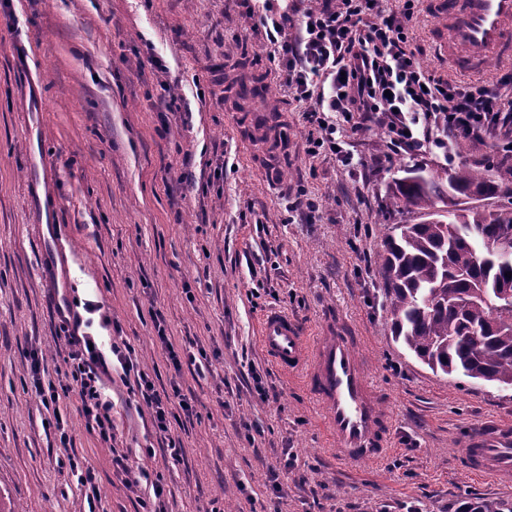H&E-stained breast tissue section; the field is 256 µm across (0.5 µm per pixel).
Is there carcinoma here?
Here are the masks:
<instances>
[{"instance_id": "obj_1", "label": "carcinoma", "mask_w": 512, "mask_h": 512, "mask_svg": "<svg viewBox=\"0 0 512 512\" xmlns=\"http://www.w3.org/2000/svg\"><path fill=\"white\" fill-rule=\"evenodd\" d=\"M506 183L512 167L480 171L466 161L445 180L398 179L393 204L420 221L393 225L377 263L396 342L434 372L512 389V259L495 251L512 240V209L448 206L459 194L494 197Z\"/></svg>"}]
</instances>
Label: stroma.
Masks as SVG:
<instances>
[{
  "instance_id": "1",
  "label": "stroma",
  "mask_w": 512,
  "mask_h": 512,
  "mask_svg": "<svg viewBox=\"0 0 512 512\" xmlns=\"http://www.w3.org/2000/svg\"><path fill=\"white\" fill-rule=\"evenodd\" d=\"M431 2L408 23L423 65L497 86L505 66L461 76L438 56ZM266 44L243 0H0V496L15 512H142L150 492L127 487L85 424L61 302L79 334L134 349L160 393L179 389L193 407L170 422L174 457L118 374L105 380L116 443L163 486L165 512L512 506V482L472 476L456 456L469 429L512 423V390L433 373L396 343L376 262L392 225L418 221L391 204L405 170L442 175L500 153L466 140L395 155L384 129L342 122L352 163L310 156L313 104L288 89ZM241 61L266 80L287 142L256 144L224 83ZM301 195L313 209L294 208ZM48 219L62 234L45 252ZM272 307L310 335L326 313L356 332L393 420L385 457L349 464L330 452L313 399L259 347ZM161 329L201 371L174 370ZM48 384L60 393L46 407L36 388ZM250 423L262 431L253 440ZM287 451L294 467L281 464ZM73 457L95 476V504Z\"/></svg>"
}]
</instances>
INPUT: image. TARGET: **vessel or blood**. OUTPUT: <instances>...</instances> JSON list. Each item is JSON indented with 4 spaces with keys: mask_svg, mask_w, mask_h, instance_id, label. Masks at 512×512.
<instances>
[{
    "mask_svg": "<svg viewBox=\"0 0 512 512\" xmlns=\"http://www.w3.org/2000/svg\"><path fill=\"white\" fill-rule=\"evenodd\" d=\"M432 7L448 31L438 52L453 70L477 74L492 63L512 66V0H433ZM258 340L267 359L282 374L298 378L316 401L340 460L369 462L387 453L391 416L370 382L358 336L341 318L325 317L311 337L286 312L271 309L259 319ZM458 457L475 476L511 478L512 425L479 426Z\"/></svg>",
    "mask_w": 512,
    "mask_h": 512,
    "instance_id": "obj_1",
    "label": "vessel or blood"
}]
</instances>
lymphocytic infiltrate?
I'll return each mask as SVG.
<instances>
[{"label": "lymphocytic infiltrate", "mask_w": 512, "mask_h": 512, "mask_svg": "<svg viewBox=\"0 0 512 512\" xmlns=\"http://www.w3.org/2000/svg\"><path fill=\"white\" fill-rule=\"evenodd\" d=\"M415 2L403 0L400 12L388 13L380 0H320L298 22L287 9L249 5L287 84L299 99L317 101L306 115L318 132L308 141L309 154L344 155L335 138L340 121L356 128L382 124L388 148L408 155L447 147L452 139L512 131V109L503 105L499 91L448 81L422 66L405 26ZM67 345L86 426L112 446L117 468L124 469L126 455L113 447L112 400L104 392L112 363H119L121 380L147 407L159 436L167 435L174 409L191 413L186 400L161 396L131 352L118 344L105 351L93 337L74 335Z\"/></svg>", "instance_id": "obj_1"}]
</instances>
